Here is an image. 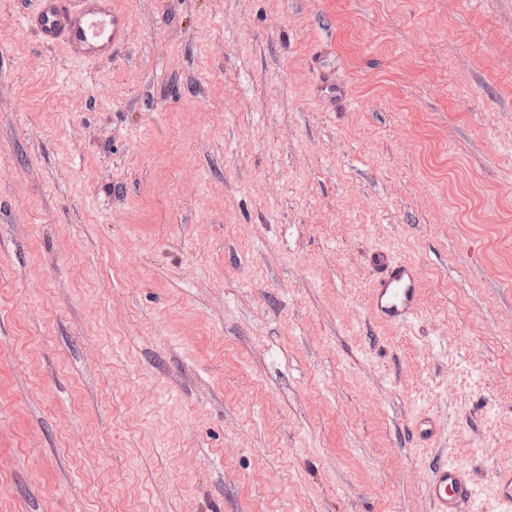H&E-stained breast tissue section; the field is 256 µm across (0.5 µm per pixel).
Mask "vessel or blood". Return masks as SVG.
Masks as SVG:
<instances>
[{"label": "vessel or blood", "instance_id": "1", "mask_svg": "<svg viewBox=\"0 0 512 512\" xmlns=\"http://www.w3.org/2000/svg\"><path fill=\"white\" fill-rule=\"evenodd\" d=\"M21 17L39 41L66 48L78 59L101 63L124 46L129 37L128 19L115 0H22ZM380 270L369 308L384 323L403 325L419 307L421 288L415 267L379 254ZM434 512H462L475 496V487L457 466L441 463L428 481Z\"/></svg>", "mask_w": 512, "mask_h": 512}]
</instances>
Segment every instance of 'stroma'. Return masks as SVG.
<instances>
[{"label": "stroma", "instance_id": "1", "mask_svg": "<svg viewBox=\"0 0 512 512\" xmlns=\"http://www.w3.org/2000/svg\"><path fill=\"white\" fill-rule=\"evenodd\" d=\"M118 5L90 64L0 0V512H500L512 0ZM375 264L380 275L371 293V314L381 322L404 325L412 319L420 304L417 270L385 254H377ZM428 494L435 512H461L475 496V487L457 466L441 463L428 481Z\"/></svg>", "mask_w": 512, "mask_h": 512}]
</instances>
